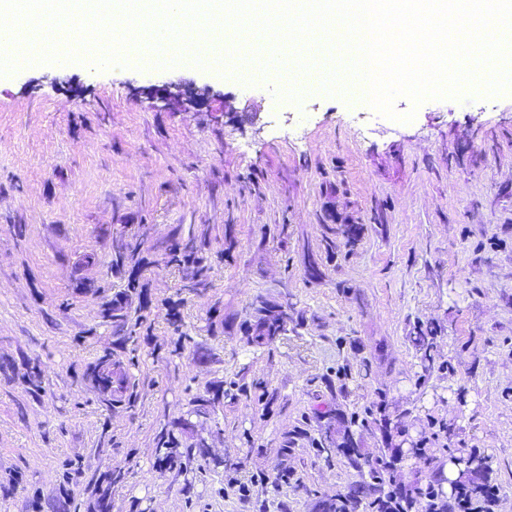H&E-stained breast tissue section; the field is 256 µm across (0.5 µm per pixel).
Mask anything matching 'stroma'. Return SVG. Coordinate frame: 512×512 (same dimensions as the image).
<instances>
[{
  "mask_svg": "<svg viewBox=\"0 0 512 512\" xmlns=\"http://www.w3.org/2000/svg\"><path fill=\"white\" fill-rule=\"evenodd\" d=\"M179 79L223 121L154 107ZM286 88L90 59L0 76V512H371L450 499L472 460L512 512V93L401 97L402 123ZM177 230L206 245L203 287L164 260ZM130 239L150 330L112 405L92 373L119 350L103 314ZM260 301L288 307L268 349L245 338Z\"/></svg>",
  "mask_w": 512,
  "mask_h": 512,
  "instance_id": "stroma-1",
  "label": "stroma"
}]
</instances>
